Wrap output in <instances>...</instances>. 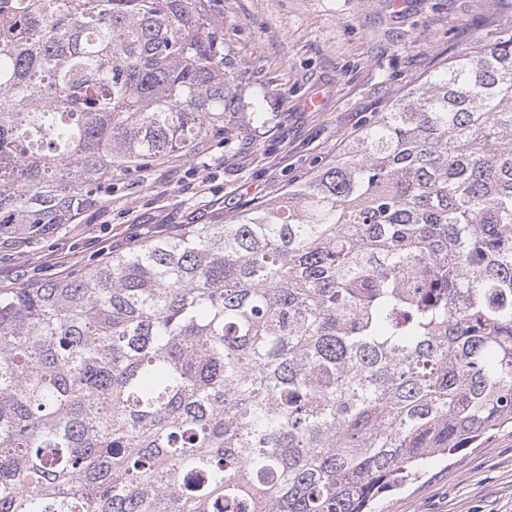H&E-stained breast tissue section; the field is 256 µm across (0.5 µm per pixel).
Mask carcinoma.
<instances>
[{
    "instance_id": "1",
    "label": "carcinoma",
    "mask_w": 512,
    "mask_h": 512,
    "mask_svg": "<svg viewBox=\"0 0 512 512\" xmlns=\"http://www.w3.org/2000/svg\"><path fill=\"white\" fill-rule=\"evenodd\" d=\"M209 0H0V244L236 112ZM512 424V20L225 224L0 288V512H372Z\"/></svg>"
}]
</instances>
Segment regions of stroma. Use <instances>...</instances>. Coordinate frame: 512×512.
Masks as SVG:
<instances>
[{"instance_id": "obj_1", "label": "stroma", "mask_w": 512, "mask_h": 512, "mask_svg": "<svg viewBox=\"0 0 512 512\" xmlns=\"http://www.w3.org/2000/svg\"><path fill=\"white\" fill-rule=\"evenodd\" d=\"M238 101L233 131L195 154L114 171L98 201L37 242L0 245V288L76 275L178 224L276 200L365 120L512 15V0H210ZM320 95L319 110L304 102ZM377 512H512V428L426 467Z\"/></svg>"}]
</instances>
